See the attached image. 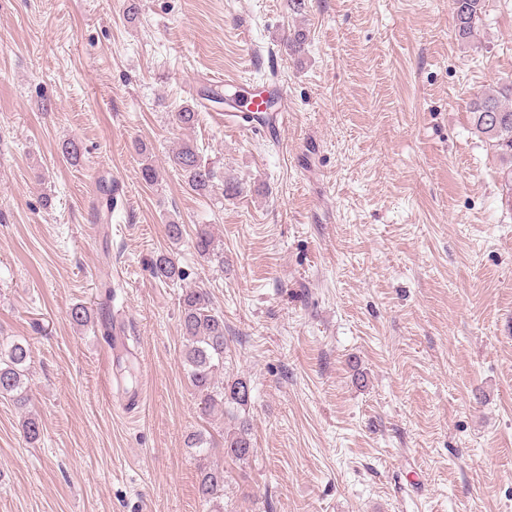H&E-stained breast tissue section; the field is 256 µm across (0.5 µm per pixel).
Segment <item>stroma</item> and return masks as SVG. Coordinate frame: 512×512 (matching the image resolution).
Segmentation results:
<instances>
[{"label": "stroma", "mask_w": 512, "mask_h": 512, "mask_svg": "<svg viewBox=\"0 0 512 512\" xmlns=\"http://www.w3.org/2000/svg\"><path fill=\"white\" fill-rule=\"evenodd\" d=\"M136 2L0 0V335L31 350L43 425L27 444L0 399V512H202L185 436L224 420L199 418L182 365L179 296L201 284L225 371L252 387L256 454L210 458L224 512H512V205L469 112L512 81V0H486L467 42L451 0ZM271 83L272 138L201 106ZM185 140L241 194L193 191L168 162ZM101 169L121 182L104 226ZM199 224L223 262L193 250ZM167 251L185 281L153 274ZM116 312L123 349L103 334Z\"/></svg>", "instance_id": "1"}]
</instances>
